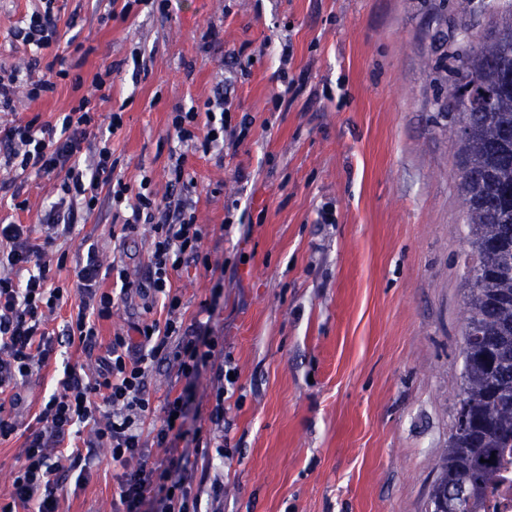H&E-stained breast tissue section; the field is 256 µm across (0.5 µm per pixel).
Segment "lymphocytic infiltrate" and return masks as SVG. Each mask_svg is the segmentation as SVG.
I'll return each mask as SVG.
<instances>
[{"instance_id":"1","label":"lymphocytic infiltrate","mask_w":512,"mask_h":512,"mask_svg":"<svg viewBox=\"0 0 512 512\" xmlns=\"http://www.w3.org/2000/svg\"><path fill=\"white\" fill-rule=\"evenodd\" d=\"M63 57L47 64V73L33 78L31 71L15 69L0 75V112L14 108L19 88L29 99L54 91L57 80L70 78ZM230 103L218 97L203 107L178 109L170 115L169 134L177 145L209 154L224 140ZM97 131L91 101L80 97L59 124L31 118L26 123L0 128V168L24 175L59 179L60 198L47 217L42 233L28 224L0 225V394L14 389L36 369L47 365L53 339L47 323L63 299V291L49 287L47 259L59 240L72 235L77 224L90 214L100 195H107L114 208L113 220L122 231L149 225L152 242L147 276L139 292L162 299L165 320L147 319L135 325L139 343L115 333L105 357L94 372L83 375L65 368L52 392L35 416L36 424L22 446L23 464L12 482L9 501H0V512H15L17 505L33 512H59L61 465L54 455L70 449L73 465L89 471L99 453L122 467L118 496L122 512H200V499L187 480L188 454L151 461V448H172L188 434L191 386L203 368L214 365L221 352L209 339L206 323H185L180 296L172 288L173 272L199 264L206 232L198 224L192 198L195 182L187 174L183 157L171 162L168 187L173 201L158 202L149 178L138 187L114 179L109 146ZM93 157L91 168L80 166L82 153ZM111 269L120 280L119 291L100 285L101 265L88 253L77 272L80 304L65 329L67 339H78L85 351L98 341L97 321L110 319L112 310L130 290L120 262ZM174 369L185 390L167 397L161 410H154L148 382L160 367ZM152 439H145V430Z\"/></svg>"}]
</instances>
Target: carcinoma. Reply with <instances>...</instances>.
Returning a JSON list of instances; mask_svg holds the SVG:
<instances>
[{
    "mask_svg": "<svg viewBox=\"0 0 512 512\" xmlns=\"http://www.w3.org/2000/svg\"><path fill=\"white\" fill-rule=\"evenodd\" d=\"M501 19L470 40L457 55L455 79L442 75L438 86L450 102L471 88L458 111L470 295L456 416L466 425L449 436L437 475L462 512H479L512 448V7Z\"/></svg>",
    "mask_w": 512,
    "mask_h": 512,
    "instance_id": "1",
    "label": "carcinoma"
}]
</instances>
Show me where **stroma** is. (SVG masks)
<instances>
[{
    "mask_svg": "<svg viewBox=\"0 0 512 512\" xmlns=\"http://www.w3.org/2000/svg\"><path fill=\"white\" fill-rule=\"evenodd\" d=\"M505 2L471 0L462 13L456 0H170L162 13L142 0H55L58 36L39 50L14 33L43 0H0L1 72L57 55L72 66L53 94L17 93L0 122H56L111 68L95 120L110 129L122 110L109 143L115 177L131 186L147 176L166 197L176 108L220 93L231 126L250 122L222 155L186 162L223 287L200 268L172 275L185 322L211 320L239 375L223 447L189 458L203 512H427L462 383L468 293L457 116L434 106L437 67L455 66ZM58 185L25 178L23 211L1 191L0 224H41ZM92 244L103 265L121 256L132 284L145 278L149 227L113 239L112 204L100 198L50 256L51 284L68 291L54 332L77 312L76 267ZM144 305L130 293L99 321L94 354L56 346L18 386L1 497L55 377L93 370ZM120 473L104 457L64 474L60 512H119Z\"/></svg>",
    "mask_w": 512,
    "mask_h": 512,
    "instance_id": "obj_1",
    "label": "stroma"
}]
</instances>
